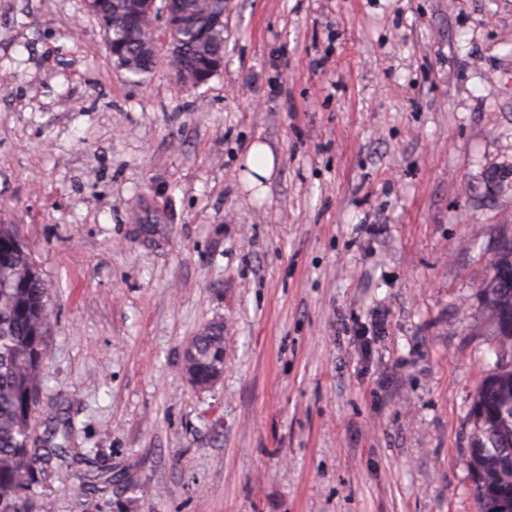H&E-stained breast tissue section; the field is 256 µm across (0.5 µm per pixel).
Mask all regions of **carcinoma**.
I'll use <instances>...</instances> for the list:
<instances>
[{
    "mask_svg": "<svg viewBox=\"0 0 512 512\" xmlns=\"http://www.w3.org/2000/svg\"><path fill=\"white\" fill-rule=\"evenodd\" d=\"M225 0H184V14L170 17L163 33L169 65L182 86L209 81L224 61ZM113 64L138 83L156 67L149 27L133 0H98L97 15ZM484 311L495 333L512 345V238L503 240L491 266ZM47 287L14 225L0 224V512H27L26 491L37 465L70 452L63 418L36 447L32 408L42 389L47 359ZM184 355L189 381L215 385L224 374V324L213 323ZM473 430L465 465L478 512H512V366L486 378L471 409ZM62 442H56V439Z\"/></svg>",
    "mask_w": 512,
    "mask_h": 512,
    "instance_id": "1",
    "label": "carcinoma"
}]
</instances>
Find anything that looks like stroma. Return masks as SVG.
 I'll return each instance as SVG.
<instances>
[{"label": "stroma", "instance_id": "obj_1", "mask_svg": "<svg viewBox=\"0 0 512 512\" xmlns=\"http://www.w3.org/2000/svg\"><path fill=\"white\" fill-rule=\"evenodd\" d=\"M168 55L134 84L84 0H0V224L51 311L34 434L73 427L28 512H477L512 0H225L215 76ZM184 353V369L190 382L215 385L224 374V324H210L194 336Z\"/></svg>", "mask_w": 512, "mask_h": 512}]
</instances>
